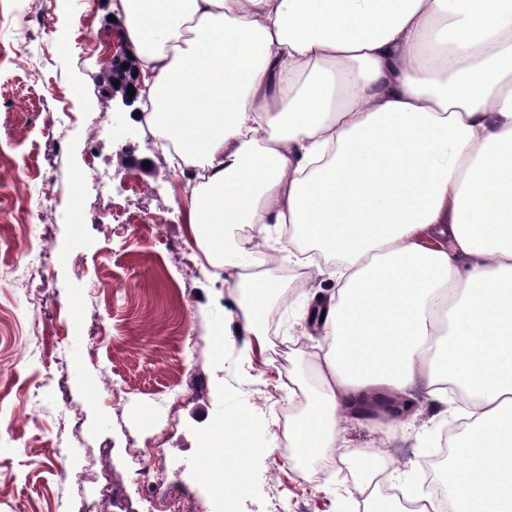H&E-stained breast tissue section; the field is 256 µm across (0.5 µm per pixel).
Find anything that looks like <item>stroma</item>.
Returning a JSON list of instances; mask_svg holds the SVG:
<instances>
[{"instance_id": "stroma-1", "label": "stroma", "mask_w": 512, "mask_h": 512, "mask_svg": "<svg viewBox=\"0 0 512 512\" xmlns=\"http://www.w3.org/2000/svg\"><path fill=\"white\" fill-rule=\"evenodd\" d=\"M121 0H0V512H99L98 485L84 468L104 454L113 480L139 494L124 469L127 436L164 432L161 450L172 478L206 467L209 487L224 480L228 407L243 416L249 438L241 451L246 493L235 512H358L353 495L366 467L352 448L386 443L396 481L420 488V469L452 423L442 404L417 389L395 434L375 419H350L343 454H313L322 478H311L295 451L281 444L282 415L298 401L285 380L311 382L323 344L301 316L304 298L273 299L275 338L290 349L282 360L247 351L237 333L235 284L207 259L185 222L190 205L167 152L134 112L124 111V135L112 134L111 90L100 76L105 42ZM82 100H75V90ZM99 117L91 131L87 116ZM104 184L98 201L81 199L87 159ZM53 206L51 222L20 235L15 187ZM125 215L113 224V213ZM113 224L112 235L99 227ZM52 263L27 284L12 270L39 244ZM112 293L88 302L101 281ZM42 337L28 335L32 315ZM106 327L97 345L91 332ZM194 345L196 382L182 383L184 342ZM119 382L121 412H113L104 379ZM84 498L68 501L73 483Z\"/></svg>"}]
</instances>
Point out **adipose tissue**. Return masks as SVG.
Instances as JSON below:
<instances>
[{"instance_id": "1", "label": "adipose tissue", "mask_w": 512, "mask_h": 512, "mask_svg": "<svg viewBox=\"0 0 512 512\" xmlns=\"http://www.w3.org/2000/svg\"><path fill=\"white\" fill-rule=\"evenodd\" d=\"M123 2L152 125L209 172L188 222L240 332L283 288L252 270L268 225L338 261L289 446L336 451L373 393L397 430L422 386L468 422L448 512H512V0Z\"/></svg>"}]
</instances>
